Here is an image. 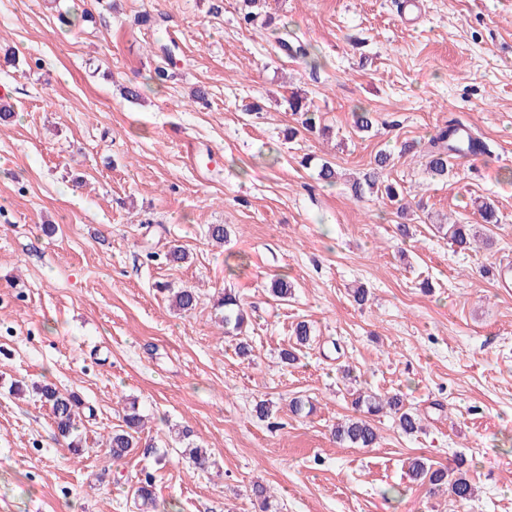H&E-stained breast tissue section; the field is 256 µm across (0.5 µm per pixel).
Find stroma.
<instances>
[{"instance_id":"stroma-1","label":"stroma","mask_w":512,"mask_h":512,"mask_svg":"<svg viewBox=\"0 0 512 512\" xmlns=\"http://www.w3.org/2000/svg\"><path fill=\"white\" fill-rule=\"evenodd\" d=\"M241 8L0 0V106L14 112L0 124V512H256V483L268 512H512V292L493 276L512 259V0L412 13L402 0H258L249 25ZM286 32L310 59L283 56ZM166 46L176 64L160 80ZM132 84L140 100L124 97ZM198 87L206 102L191 100ZM292 95L322 132L302 130ZM455 120L489 152L430 176L427 142ZM382 150L403 203L353 195ZM452 223L470 225L473 249L449 243ZM213 224L228 226L224 245ZM175 247L185 262L166 260ZM276 276L292 299L269 295ZM171 288L196 289L195 309H174ZM227 288L255 308L248 359L215 310ZM44 384L83 400L82 455L35 394ZM357 390L400 396L422 431L384 413L375 447L336 443ZM296 397L311 413L291 412ZM131 401L148 422L116 461L101 442ZM185 428L207 469L183 455ZM413 458L465 471L475 497L414 480Z\"/></svg>"}]
</instances>
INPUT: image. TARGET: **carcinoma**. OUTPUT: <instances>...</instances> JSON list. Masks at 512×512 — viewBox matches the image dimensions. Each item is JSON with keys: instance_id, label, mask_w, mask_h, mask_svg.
Wrapping results in <instances>:
<instances>
[{"instance_id": "obj_1", "label": "carcinoma", "mask_w": 512, "mask_h": 512, "mask_svg": "<svg viewBox=\"0 0 512 512\" xmlns=\"http://www.w3.org/2000/svg\"><path fill=\"white\" fill-rule=\"evenodd\" d=\"M289 106L294 114L301 117V126L307 131H313L317 127L318 115L303 109L301 100L291 98ZM487 153V145L480 140V137L468 134L464 139L457 136L455 125L450 124L440 129L428 140L427 150L424 157L426 167L434 176H445L448 174L449 159L461 156H477ZM390 155L385 152L378 153L374 158V165L364 174L363 181L352 186L353 195L359 199L364 193V188H384L386 197L396 200L399 193L390 184H383L381 177L388 167ZM451 243L459 248L466 249L471 245V234L466 224H450L446 231ZM171 300L176 307L183 311H191L197 305L198 296L190 288H184L172 293ZM218 306L224 309V328L227 332L240 333L246 326L249 314L241 299L235 291L224 289V295L218 302ZM41 400L48 404L54 425L59 435L69 440V447L76 455L83 452V444L77 439L76 418L80 415L82 401L75 393L64 394L50 385L37 388ZM355 410L359 415L347 419L345 422L336 425L333 435L336 441L342 444L359 448H369L375 445L377 433L370 422L369 416L383 413L397 415L398 425L403 433L413 434L420 429V419L417 415L404 409L402 400L396 396H377L360 393L353 400ZM125 428L112 433L105 440V447L114 460L126 458L136 447L134 433L143 426V416L140 414L136 403L131 402L125 407L123 418ZM409 471L416 480H426L437 489L448 491L449 496L463 504L469 501L474 493L473 485L467 475L463 472L457 474L448 472L444 468H433L425 461L416 458L410 461Z\"/></svg>"}]
</instances>
